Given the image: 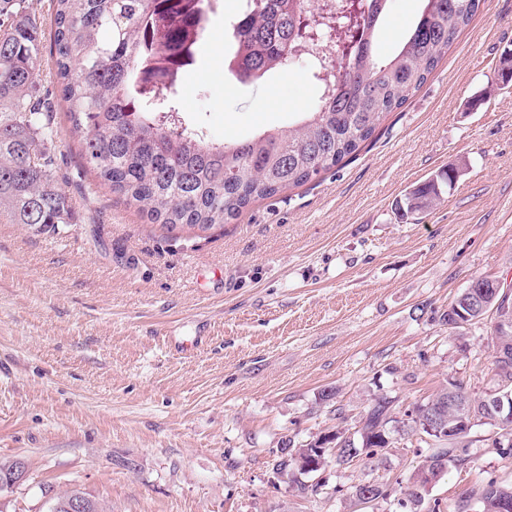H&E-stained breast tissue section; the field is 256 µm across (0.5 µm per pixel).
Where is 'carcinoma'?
<instances>
[{
	"label": "carcinoma",
	"instance_id": "cac0c4a2",
	"mask_svg": "<svg viewBox=\"0 0 512 512\" xmlns=\"http://www.w3.org/2000/svg\"><path fill=\"white\" fill-rule=\"evenodd\" d=\"M387 2L359 0L346 14L343 0L315 7L310 0H240L233 52L224 58L228 69L258 80L290 69L315 42L321 51L311 73L319 92L288 126L219 142L186 125L175 100L177 81L206 35L211 0H51L57 86L98 185L154 222L207 230L256 199L338 166L425 83L484 0H422L404 44L379 59L373 45ZM42 39L43 20L26 0H0V223L53 228L72 223L74 212L54 178L59 131L38 80ZM459 174L450 166L411 187L397 203L401 217L433 209ZM492 371L512 389V333L496 336ZM450 388L481 407L482 399L452 381L414 412L433 410L457 421ZM394 404L378 397L353 426L334 431L353 433L354 442L325 453L326 465L348 469L404 440L431 449L424 467L470 462V429L460 428L448 443H432L410 414L392 416ZM307 447L285 437L272 450L273 466L296 475ZM352 496L369 503L396 498L407 512L422 502L413 474L393 484L359 483ZM503 499L512 500V483L491 477L465 493L455 512L473 500L479 512H498Z\"/></svg>",
	"mask_w": 512,
	"mask_h": 512
}]
</instances>
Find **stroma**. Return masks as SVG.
<instances>
[{
  "mask_svg": "<svg viewBox=\"0 0 512 512\" xmlns=\"http://www.w3.org/2000/svg\"><path fill=\"white\" fill-rule=\"evenodd\" d=\"M239 5L214 0L179 80L186 119L216 141L287 126L317 96L304 63L245 83L225 67ZM420 8L388 0L378 56ZM510 48L512 0H485L356 153L208 230L153 223L100 187L53 101L74 221L0 224V462L31 468L0 512H48L41 485L75 482L104 512H360L350 486L418 468L426 449L390 448L299 496L272 450L335 430L326 391L352 421L383 395L400 416L451 380L494 389L491 321L452 333L440 316L472 278L512 289ZM451 165L443 201L401 221L404 191ZM498 438L473 427L468 465L423 491L420 512L489 476L512 482Z\"/></svg>",
  "mask_w": 512,
  "mask_h": 512,
  "instance_id": "stroma-1",
  "label": "stroma"
}]
</instances>
